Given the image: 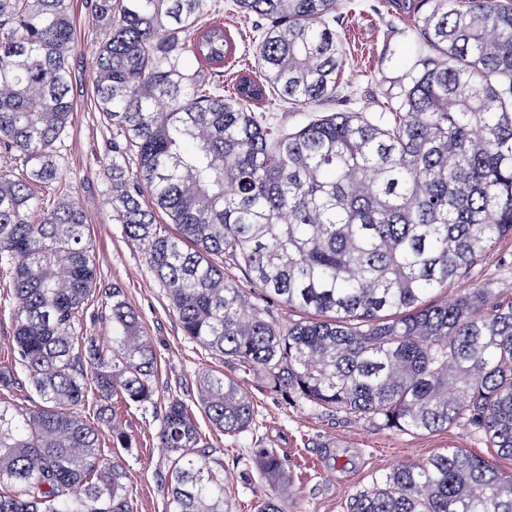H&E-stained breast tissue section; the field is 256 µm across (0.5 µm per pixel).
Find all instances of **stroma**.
I'll return each mask as SVG.
<instances>
[{
  "mask_svg": "<svg viewBox=\"0 0 512 512\" xmlns=\"http://www.w3.org/2000/svg\"><path fill=\"white\" fill-rule=\"evenodd\" d=\"M75 25L77 48L69 59L70 97L74 110L60 149L58 186H36L44 201L65 188L86 215L85 237L97 268L98 286L83 305L76 332L112 342V285H119L138 313L158 357L156 394L152 402L121 408L118 418L131 437L127 448L112 445L101 431L100 446L121 460L127 470L125 500L129 512H166L168 455L156 437L157 416L171 398L193 402L197 378L205 371L234 377L247 391L254 407L251 428L241 434L217 430L203 412L195 422L210 454L224 461V498L231 512H256L274 490L248 458L254 449L270 448L288 462L291 487L281 497L282 512H351L359 496L380 484L399 463H418L446 448H460L485 458L494 467L512 472V459L500 457L485 437L457 423L433 433L386 429L368 419L333 409L291 403L273 391L263 377L241 370L230 359L184 335L168 298V291L149 269L138 246L112 219V191L104 164L112 157L116 137L110 123L96 108L93 55L104 25L93 12V0H66ZM429 8L427 0H349L336 16V31L345 37V66L336 84L329 112H365L385 118L389 97L398 95L419 46L411 31L414 17ZM224 273L244 288L249 304L266 310L277 328L302 319L300 310L264 296L243 269L225 262ZM493 289L499 299L512 298V238L498 241L478 260L467 277L435 291L430 303L452 302L472 288ZM16 303L8 279L0 271V367L14 363L13 331Z\"/></svg>",
  "mask_w": 512,
  "mask_h": 512,
  "instance_id": "stroma-1",
  "label": "stroma"
}]
</instances>
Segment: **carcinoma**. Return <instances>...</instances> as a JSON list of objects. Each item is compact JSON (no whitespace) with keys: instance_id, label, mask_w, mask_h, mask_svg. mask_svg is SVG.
<instances>
[{"instance_id":"1","label":"carcinoma","mask_w":512,"mask_h":512,"mask_svg":"<svg viewBox=\"0 0 512 512\" xmlns=\"http://www.w3.org/2000/svg\"><path fill=\"white\" fill-rule=\"evenodd\" d=\"M428 2L392 121L328 112L287 133L258 105L273 90L298 108L336 97L341 0H234L266 20L253 65L237 36L201 23L207 0H95L107 26L97 107L124 140L106 166L112 217L168 288L185 335L263 372L289 401L400 431L462 421L512 458V299L476 288L426 303L512 237V0ZM75 49L66 0H0V146L23 162L21 175L0 174V268L17 304L15 364L44 402L0 401V512H126V468L102 454L100 427L131 447L110 401L155 395L157 354L121 287L109 292L112 347L75 336L98 284L86 218L67 195L46 205L32 190L59 179ZM190 58L233 68L231 93L203 84ZM156 208L173 230L155 224ZM217 257L309 317L276 328ZM90 378L104 401L95 426L66 411ZM195 407L235 435L254 420L247 391L222 372L201 374L196 406L169 401L157 431L166 512H228L224 464L202 451ZM253 460L289 485L276 452ZM352 512H512V473L446 448L395 467Z\"/></svg>"}]
</instances>
